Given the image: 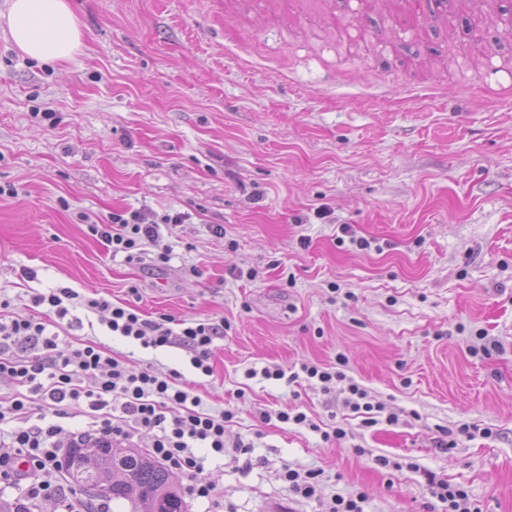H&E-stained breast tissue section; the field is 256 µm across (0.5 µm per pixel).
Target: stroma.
I'll return each instance as SVG.
<instances>
[{"instance_id":"1","label":"stroma","mask_w":512,"mask_h":512,"mask_svg":"<svg viewBox=\"0 0 512 512\" xmlns=\"http://www.w3.org/2000/svg\"><path fill=\"white\" fill-rule=\"evenodd\" d=\"M70 3L82 46L63 63L29 59L0 26V317L53 319L31 299L68 287L147 319H223L205 378L103 313L57 320L71 344L180 371L205 408L234 410L225 455L197 451L223 512H329L356 491L366 512H445L430 473L512 512V12L461 0L433 28L358 22L332 0ZM116 210L188 213L171 261L112 255L89 227ZM340 354L346 379L327 391L262 375ZM351 381L397 422L365 426L344 405ZM286 466L322 471L321 493L292 499ZM280 420L286 423H293L298 426L308 427L312 431L321 432L322 437L325 440H329L331 437L340 439L345 436V431L339 426H330L331 432L322 430L321 425L317 424L304 412H283L279 415Z\"/></svg>"}]
</instances>
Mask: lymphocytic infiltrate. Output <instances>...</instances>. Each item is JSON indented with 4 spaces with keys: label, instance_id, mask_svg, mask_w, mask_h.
Returning <instances> with one entry per match:
<instances>
[{
    "label": "lymphocytic infiltrate",
    "instance_id": "f902f5d3",
    "mask_svg": "<svg viewBox=\"0 0 512 512\" xmlns=\"http://www.w3.org/2000/svg\"><path fill=\"white\" fill-rule=\"evenodd\" d=\"M184 219L181 212H166L147 221L135 211H116L109 223L90 225L89 230L113 253L131 254L150 245L158 248L157 258L165 263L170 254L165 235L171 225ZM33 302L49 305L61 318L76 307L106 311L112 333L147 348L180 347L192 368L204 376L213 373V345L224 335L220 319L189 322L176 332L168 316L145 319L130 306H115L103 298L84 299L67 287L36 295ZM22 342L32 348V356H15L14 349ZM3 376L10 379L11 389L8 407L0 408V483L22 486L28 502L66 501L58 480L63 447H75L87 435L127 440L147 432L153 436L151 455L186 479L189 497L223 507L224 492L204 475L195 451L207 448L223 455L224 425L234 413L206 410L201 397L180 384L179 372L162 376L149 366L128 369L96 342L66 344L46 323L15 316L0 320ZM77 416L88 418L87 430L65 426V419Z\"/></svg>",
    "mask_w": 512,
    "mask_h": 512
}]
</instances>
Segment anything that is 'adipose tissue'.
I'll use <instances>...</instances> for the list:
<instances>
[{
  "instance_id": "ef3b65f1",
  "label": "adipose tissue",
  "mask_w": 512,
  "mask_h": 512,
  "mask_svg": "<svg viewBox=\"0 0 512 512\" xmlns=\"http://www.w3.org/2000/svg\"><path fill=\"white\" fill-rule=\"evenodd\" d=\"M0 19L17 48L34 60L65 61L81 46L78 18L69 0H7Z\"/></svg>"
}]
</instances>
